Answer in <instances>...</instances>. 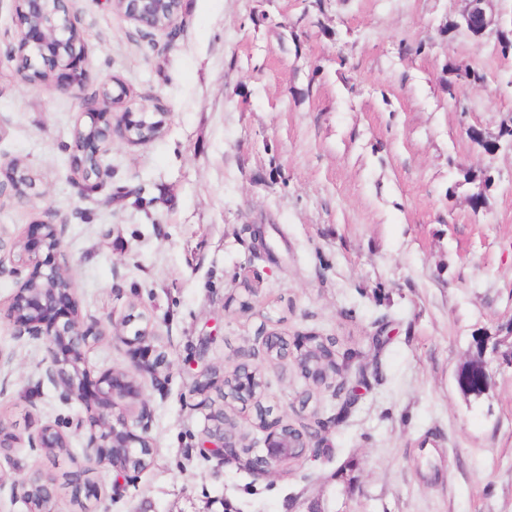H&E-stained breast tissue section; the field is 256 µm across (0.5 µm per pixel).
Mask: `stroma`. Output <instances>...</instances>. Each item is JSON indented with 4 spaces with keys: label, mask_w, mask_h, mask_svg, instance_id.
Segmentation results:
<instances>
[{
    "label": "stroma",
    "mask_w": 512,
    "mask_h": 512,
    "mask_svg": "<svg viewBox=\"0 0 512 512\" xmlns=\"http://www.w3.org/2000/svg\"><path fill=\"white\" fill-rule=\"evenodd\" d=\"M466 0H182L172 31L142 37L110 0H75L87 91L121 81L132 111L163 109L159 139L114 140L98 192L71 169L89 119L67 93L22 83L7 52L20 30L0 0V165L43 176L37 197H0V244L54 211L81 319L105 336L90 377L127 369L112 319L145 311L165 354L158 383L124 402L148 411L153 462L105 512H512V363L495 358L486 395L457 373L475 337L512 329V0H487L475 38ZM425 41L423 52L403 43ZM479 67L485 81L452 82ZM498 138L489 154L469 128ZM17 279L0 276V422L44 423L71 441L56 464L0 458V512H27L11 486L31 468L84 465L82 405L45 378L47 347L5 317ZM274 332L296 346L331 337L342 375H364L352 405L314 387L292 359L262 364L275 415L320 421L322 445L260 475L203 458L201 364L232 370ZM468 7L462 14V23L465 28L476 37H482L489 25L485 11L482 7L486 0H466Z\"/></svg>",
    "instance_id": "35a3bbf8"
}]
</instances>
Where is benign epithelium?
I'll return each instance as SVG.
<instances>
[{
    "label": "benign epithelium",
    "mask_w": 512,
    "mask_h": 512,
    "mask_svg": "<svg viewBox=\"0 0 512 512\" xmlns=\"http://www.w3.org/2000/svg\"><path fill=\"white\" fill-rule=\"evenodd\" d=\"M16 2L19 21L34 15L42 16V21L23 26L22 38L17 51L11 54V60L28 67L65 72L64 80L55 82L53 87L71 94L81 108L88 111L93 129L91 137L81 129L75 133L76 141L84 152L76 173L78 178L85 179L89 187L97 188L101 178L94 176V172L104 173L102 146L112 143L116 137L129 144L146 142V139L136 137L146 123L130 117L128 92L120 83L113 87L103 85L98 90V103L86 101L75 71L77 48L69 44V36L79 29L71 0H55L57 8L50 13L45 9L49 0ZM483 2L485 0H468V7L462 14L463 25L476 37L483 36L489 25ZM113 3L122 4L120 12L126 19L149 34L171 29L180 12L177 7H170L166 11V21L157 24L155 19L162 11L164 0H113ZM64 224L65 221L57 220L54 212L45 211V219L37 224V241L32 245L21 244V251L12 255L9 268L5 267V259L0 257V275L8 272L19 276L22 271L29 270L13 297L8 316L18 337L26 336L47 344L49 361L46 377L59 390L61 399L77 401L85 407L90 425L85 444L88 456H95L101 448H143L147 438L137 433L128 419L113 413L114 398H141V382L131 378V374L123 369H114L92 380L82 368L89 340L98 332L91 325L84 326L71 293L67 261L62 251ZM119 325V339L129 347L136 371L147 373L151 380H156L162 354L154 345L150 324H139L137 316L127 313ZM295 362L312 373L321 372L325 377L336 374V361L324 341L316 336L307 338ZM465 367L481 378L482 388L472 393L478 398L485 394L491 382L489 360L484 355L473 356ZM266 430L265 448L258 455L260 464L255 466V470L260 472H268L302 457L306 449L319 440L318 432L297 428L280 418L267 425ZM59 434L58 428L43 425L29 447L54 448V439ZM205 437L218 460L250 465V459L244 457L240 434L225 427L224 421L206 427Z\"/></svg>",
    "instance_id": "1"
}]
</instances>
